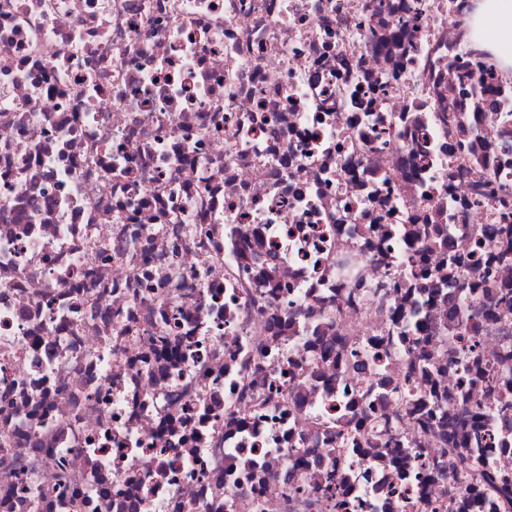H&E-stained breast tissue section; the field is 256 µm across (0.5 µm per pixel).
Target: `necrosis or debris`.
I'll return each instance as SVG.
<instances>
[{
    "mask_svg": "<svg viewBox=\"0 0 512 512\" xmlns=\"http://www.w3.org/2000/svg\"><path fill=\"white\" fill-rule=\"evenodd\" d=\"M471 2L0 0V512H504Z\"/></svg>",
    "mask_w": 512,
    "mask_h": 512,
    "instance_id": "necrosis-or-debris-1",
    "label": "necrosis or debris"
}]
</instances>
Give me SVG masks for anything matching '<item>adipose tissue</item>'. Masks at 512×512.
<instances>
[{"mask_svg":"<svg viewBox=\"0 0 512 512\" xmlns=\"http://www.w3.org/2000/svg\"><path fill=\"white\" fill-rule=\"evenodd\" d=\"M468 25L476 47L497 54L502 66L512 70V52L504 50L505 44L512 42V0H476ZM491 30L496 39L488 38Z\"/></svg>","mask_w":512,"mask_h":512,"instance_id":"adipose-tissue-1","label":"adipose tissue"}]
</instances>
